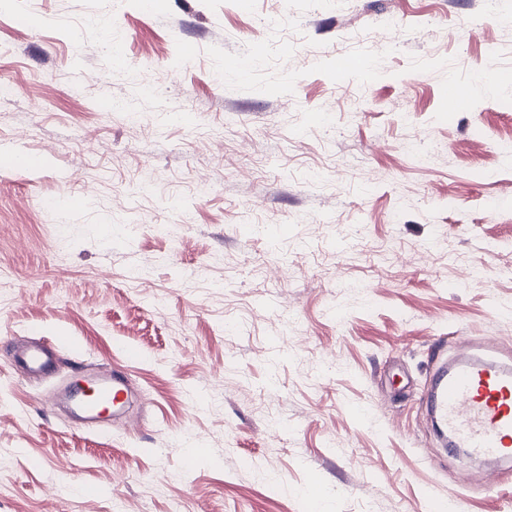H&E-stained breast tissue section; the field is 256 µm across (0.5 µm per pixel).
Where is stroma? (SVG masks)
<instances>
[{
	"label": "stroma",
	"mask_w": 512,
	"mask_h": 512,
	"mask_svg": "<svg viewBox=\"0 0 512 512\" xmlns=\"http://www.w3.org/2000/svg\"><path fill=\"white\" fill-rule=\"evenodd\" d=\"M139 2L0 0V158H44L0 168V512H512L422 403L456 337L512 339V0ZM387 14L394 53L343 42ZM125 344L128 411L73 425ZM56 362L52 345L44 342L23 348L15 354V363L30 376L47 374Z\"/></svg>",
	"instance_id": "obj_1"
}]
</instances>
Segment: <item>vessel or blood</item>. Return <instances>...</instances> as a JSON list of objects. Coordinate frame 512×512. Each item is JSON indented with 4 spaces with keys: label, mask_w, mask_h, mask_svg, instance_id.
I'll use <instances>...</instances> for the list:
<instances>
[{
    "label": "vessel or blood",
    "mask_w": 512,
    "mask_h": 512,
    "mask_svg": "<svg viewBox=\"0 0 512 512\" xmlns=\"http://www.w3.org/2000/svg\"><path fill=\"white\" fill-rule=\"evenodd\" d=\"M456 357L436 370L425 406L452 448L499 466L512 464V351L471 339L456 341ZM16 364L28 375L42 376L56 364L51 344L39 343L16 352ZM95 387L87 407L84 395L72 401L81 421L97 420V406L119 402L128 390L126 376L115 369L93 373Z\"/></svg>",
    "instance_id": "1"
}]
</instances>
